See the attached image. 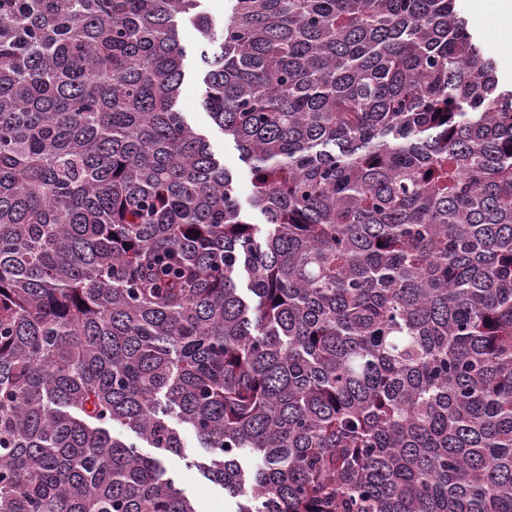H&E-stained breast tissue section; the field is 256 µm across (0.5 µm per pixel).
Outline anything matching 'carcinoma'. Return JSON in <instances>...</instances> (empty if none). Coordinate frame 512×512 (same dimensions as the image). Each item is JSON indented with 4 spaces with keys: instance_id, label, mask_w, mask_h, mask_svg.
Instances as JSON below:
<instances>
[{
    "instance_id": "1",
    "label": "carcinoma",
    "mask_w": 512,
    "mask_h": 512,
    "mask_svg": "<svg viewBox=\"0 0 512 512\" xmlns=\"http://www.w3.org/2000/svg\"><path fill=\"white\" fill-rule=\"evenodd\" d=\"M200 7L0 0V512H197L184 427L236 512H512V88L456 0ZM200 49L185 61V76L179 89L177 109L189 123L210 143L212 151L236 180V194L242 211L253 222H263L261 214L252 207V192L248 166L240 159L234 142L224 137V132L211 120L205 107L206 86L203 82L205 67L200 60Z\"/></svg>"
}]
</instances>
